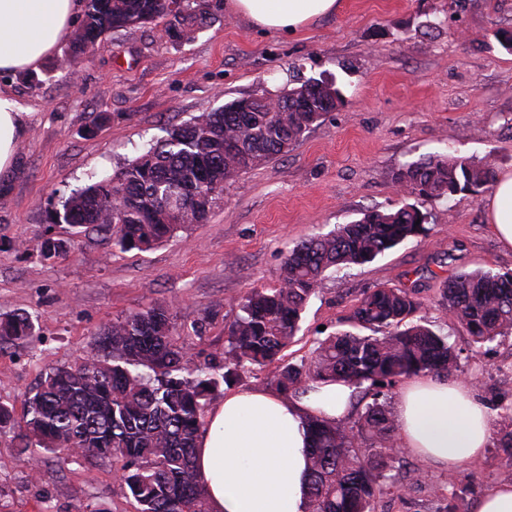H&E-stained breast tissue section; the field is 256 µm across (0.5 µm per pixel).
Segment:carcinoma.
Returning <instances> with one entry per match:
<instances>
[{
  "instance_id": "cac0c4a2",
  "label": "carcinoma",
  "mask_w": 512,
  "mask_h": 512,
  "mask_svg": "<svg viewBox=\"0 0 512 512\" xmlns=\"http://www.w3.org/2000/svg\"><path fill=\"white\" fill-rule=\"evenodd\" d=\"M168 0H87L72 38V53L85 54L106 32L166 16ZM312 80L276 96L239 99L246 112H203L167 133L130 161L59 201L52 223L92 228L112 238L121 251H146L185 228L162 220L169 198L206 184H231L266 159L288 153L324 114L340 107V86ZM495 177L494 164L438 154L406 164L394 174L409 195L448 199L477 195ZM221 201L204 195L189 206L190 223L200 224ZM427 214L412 204L368 210L327 233L311 235L284 256L279 283L250 289L227 327L221 360L200 362L169 310L153 306L112 321L96 351L45 374L20 417L0 405V432L10 429L23 460H42L62 448H78L76 460L112 458L138 512H210L194 473L195 448L208 397L220 385L279 364L269 382L282 396H298L317 385L344 383L364 404L355 420L308 419V512H377L386 493L402 496L418 480L405 469L408 452L396 449L389 408L392 389L419 375H450L459 353L448 335L422 320L415 288L379 286L365 291L349 318L351 329L316 342L308 355L288 360L302 313L330 269L362 266L399 244L426 233ZM66 250L60 239L40 245L46 258ZM439 304L482 347L512 335V273L479 269L445 281ZM365 329L360 334L356 329ZM35 336L24 312L0 314V344ZM474 476H448V495L435 512H468L465 498Z\"/></svg>"
}]
</instances>
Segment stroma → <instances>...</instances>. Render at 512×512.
I'll return each mask as SVG.
<instances>
[{"label": "stroma", "mask_w": 512, "mask_h": 512, "mask_svg": "<svg viewBox=\"0 0 512 512\" xmlns=\"http://www.w3.org/2000/svg\"><path fill=\"white\" fill-rule=\"evenodd\" d=\"M206 17L191 39L180 19L105 33L90 52L62 44L39 71L6 77L28 109L15 170L0 177V313L25 312L36 335L0 346V403L22 414L50 368L90 352L105 327L154 305L177 325L201 317L192 338L200 360L220 359L225 325L254 287L279 280L296 242L403 201L394 174L420 158L453 152L489 159L512 173V52L496 33L512 29V0H341L336 15L288 35L264 31L200 0ZM170 36H160V28ZM311 78L338 81L344 103L314 123L283 156L239 176L208 222L140 252L120 251L91 229L54 224L60 198L118 173L169 129L243 97H269ZM489 193L411 197L428 216L426 235L370 264L327 272L291 347L304 355L322 334L348 328L363 293L376 286L420 288V316L460 352L454 378L489 410L491 436L512 428V336L475 347L438 303L445 279L482 268L512 272V249L489 228ZM67 253L43 258L46 236ZM420 480L378 512H434L447 470L416 457ZM475 494L512 483L497 447L459 468ZM137 512L112 460L19 459L12 432L0 433V512Z\"/></svg>", "instance_id": "obj_1"}]
</instances>
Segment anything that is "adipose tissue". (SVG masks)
<instances>
[{"instance_id":"1","label":"adipose tissue","mask_w":512,"mask_h":512,"mask_svg":"<svg viewBox=\"0 0 512 512\" xmlns=\"http://www.w3.org/2000/svg\"><path fill=\"white\" fill-rule=\"evenodd\" d=\"M256 27L295 33L336 13L340 0H227ZM84 0H0V75L35 71L72 32ZM26 112L0 88V174L16 163ZM490 223L512 248V175L497 177ZM351 388L322 385L300 397L267 390H228L197 439L196 477L211 512H308L309 439L306 420L347 417ZM397 445L450 471L481 460L490 442L488 409L464 384L419 376L395 405Z\"/></svg>"}]
</instances>
